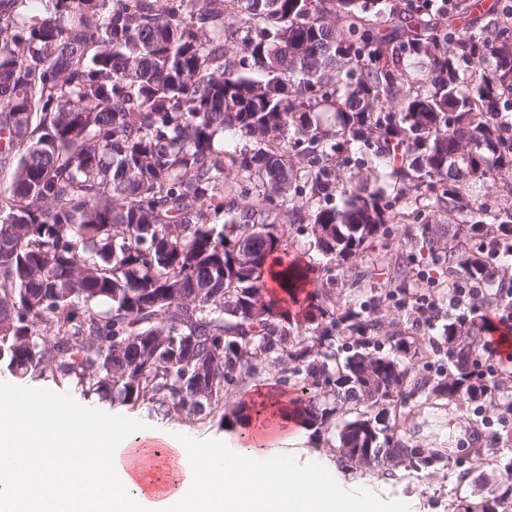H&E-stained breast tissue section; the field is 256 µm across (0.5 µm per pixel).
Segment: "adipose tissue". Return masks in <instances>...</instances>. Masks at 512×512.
Returning a JSON list of instances; mask_svg holds the SVG:
<instances>
[{"label": "adipose tissue", "instance_id": "ef3b65f1", "mask_svg": "<svg viewBox=\"0 0 512 512\" xmlns=\"http://www.w3.org/2000/svg\"><path fill=\"white\" fill-rule=\"evenodd\" d=\"M250 398L223 444L193 448L169 429H116L103 453L87 417L53 404L32 410L1 392L0 512H361L364 490L324 484L297 464L306 428L280 386L254 383ZM154 447L181 460L163 480L125 463Z\"/></svg>", "mask_w": 512, "mask_h": 512}]
</instances>
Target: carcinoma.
I'll use <instances>...</instances> for the list:
<instances>
[{
	"instance_id": "cac0c4a2",
	"label": "carcinoma",
	"mask_w": 512,
	"mask_h": 512,
	"mask_svg": "<svg viewBox=\"0 0 512 512\" xmlns=\"http://www.w3.org/2000/svg\"><path fill=\"white\" fill-rule=\"evenodd\" d=\"M30 4L0 0V368L200 419L271 380L298 392L307 427L338 430L381 473L448 460L403 430L411 399L512 415L509 378L482 373L483 319L448 314L410 266L483 289L479 309L503 305L509 267L491 247L512 245V11ZM226 132L246 145L225 150ZM488 183L506 199L471 202ZM420 199L453 223L422 220ZM409 217L385 280L355 264ZM292 237L327 261L287 262L285 299L270 301L269 257H288ZM312 281L296 318L288 300ZM338 288L368 296L342 304ZM422 319L428 340L408 326ZM506 501L512 486L480 512Z\"/></svg>"
}]
</instances>
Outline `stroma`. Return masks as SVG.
I'll return each mask as SVG.
<instances>
[{
    "instance_id": "stroma-1",
    "label": "stroma",
    "mask_w": 512,
    "mask_h": 512,
    "mask_svg": "<svg viewBox=\"0 0 512 512\" xmlns=\"http://www.w3.org/2000/svg\"><path fill=\"white\" fill-rule=\"evenodd\" d=\"M7 384L51 392L65 409L83 402L90 412L118 419L124 429L135 423L166 425L183 433L192 443L223 436V418L232 417L243 401L239 391H232L226 397L223 417L196 420L183 415L163 416L140 404L87 400L74 384L34 374L21 377L0 369V387ZM485 415V420L479 422L469 412L452 405L411 409L406 429L415 444L428 451L437 448L447 451L448 462L440 469L415 473L398 465L393 467L391 475H376L361 467L341 464L337 448L322 436L314 439L317 455L311 465L320 470L324 481H333L341 473L383 499L415 502L417 512H466L467 507L485 500L503 477L498 467L477 461L473 454L475 440L487 441L494 458L512 457V436L504 437L498 411L489 405Z\"/></svg>"
}]
</instances>
